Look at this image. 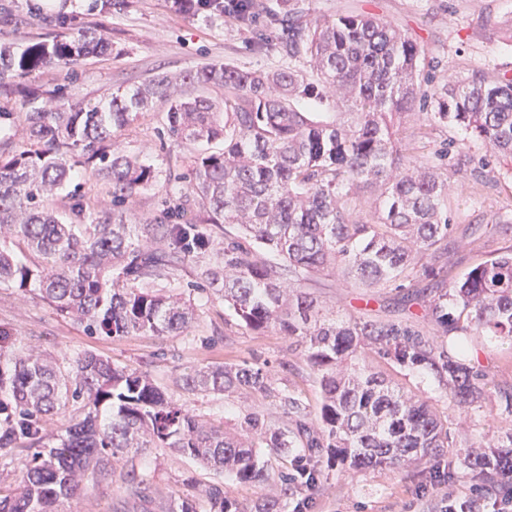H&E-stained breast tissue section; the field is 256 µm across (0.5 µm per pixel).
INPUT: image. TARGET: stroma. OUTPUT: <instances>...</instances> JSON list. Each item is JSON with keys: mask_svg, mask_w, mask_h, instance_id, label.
<instances>
[{"mask_svg": "<svg viewBox=\"0 0 512 512\" xmlns=\"http://www.w3.org/2000/svg\"><path fill=\"white\" fill-rule=\"evenodd\" d=\"M313 18H333L353 9L391 22L423 46L439 63L440 72L469 75L512 70V0H306ZM24 25H14V17ZM105 26L115 52L75 65V86L85 100L111 98L113 92L138 84L155 73L179 74L214 63H232L256 71L274 69L277 53L260 54L252 41L255 29H269L270 19L259 15L255 27H241L224 18L189 16L171 8L168 0H128L118 11H101L98 0H0V44L22 45L57 35ZM164 105L146 114L121 135L127 148L141 152L160 169L177 167L186 148L171 146L160 134ZM431 150L449 147L462 154L464 165L448 170V217L453 226L450 248L443 257L454 275L512 247V238L492 232H472L475 224H512V173L483 144L465 131L434 127ZM327 311L343 319L361 318L412 323L434 335L428 301L403 307L396 304L394 286L365 288L342 274L330 272L310 277L301 285ZM0 326L30 345L50 351L61 366H69L77 353L93 351L122 366L149 373L170 399L201 420H232L235 410L250 408L269 421L279 419L275 407L243 392L228 396H190L180 388L188 367L243 360L264 367L274 382L301 393L311 414L322 401L318 379L307 365L303 346L296 338L274 331L257 334L228 319L224 302L211 297L188 336H127L100 339L85 335L74 321L59 316L39 297L15 288H0ZM469 363L484 379L483 398L461 405L451 391L431 375L407 374L380 359L373 350L364 353L373 371L393 384L426 399L448 419V448L439 457H425L395 467L361 471L330 465L326 453L313 460L322 476L315 488L299 489L295 502L306 512H439L442 494L470 495L476 485L465 479L470 451L498 443L512 432V413L505 412L498 391L512 385V345L484 336L471 337ZM270 473L260 483L225 479L224 493L237 512H256L258 504L279 495L277 473L285 462L273 453L264 457ZM150 475L151 501L131 494L126 482L130 469ZM212 477L192 466L173 449L155 448L119 460L112 471L85 478L80 497L65 501L64 512H168L171 503L201 502Z\"/></svg>", "mask_w": 512, "mask_h": 512, "instance_id": "35a3bbf8", "label": "stroma"}]
</instances>
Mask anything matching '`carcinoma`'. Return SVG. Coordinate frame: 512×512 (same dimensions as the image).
Listing matches in <instances>:
<instances>
[{
	"label": "carcinoma",
	"instance_id": "carcinoma-1",
	"mask_svg": "<svg viewBox=\"0 0 512 512\" xmlns=\"http://www.w3.org/2000/svg\"><path fill=\"white\" fill-rule=\"evenodd\" d=\"M174 2L245 27L259 7L256 0ZM281 2L272 19L277 42L265 33L254 41L258 53H279V67L157 73L107 103L79 100L66 110L57 102L74 84L39 92L18 80L110 53L103 32L0 45V93L19 95L25 116L20 138L0 140V287L39 295L87 336L187 335L204 309L183 289L190 270L238 326L302 339L323 395L319 415L262 367L192 366L182 375L186 392L247 391L271 399L283 417L276 425L247 411L232 430L207 425L142 371L93 352L65 369L0 329V450L19 443L30 450L19 490L0 495V512H57L83 493L88 470L104 473L146 448H173L218 476L204 505L172 512H234L221 478L263 480L264 448L284 456L324 448L333 464L352 468L437 457L448 447V420L361 364L362 350L403 370H426L451 385L458 403L472 404L483 393L482 375L449 357L443 339L475 333L512 343V248L460 278L436 265L452 232L448 151L426 154L425 128L398 138L403 120L429 105V125L458 126L512 164V75L478 70L436 83L434 59L391 23L355 12L307 20L299 0ZM207 86L224 89V107L186 92ZM335 95L351 104L349 119L318 118L313 109ZM158 102L166 104L173 144H224L186 158L187 187L181 175L116 141ZM81 170L104 183L110 206L75 199L64 215L49 207ZM159 185L154 215L130 223V205ZM367 185L379 195L362 217L357 200ZM224 224L233 231L214 235ZM425 256L433 263L424 267L423 289L400 302L432 298L434 338L407 323L329 317L295 290L338 267L368 288L385 286ZM64 414V433L49 448L43 422ZM506 441L470 454V479L512 481V435ZM291 467L281 476L283 496L319 482L302 455ZM126 478L148 500L147 475L133 469Z\"/></svg>",
	"mask_w": 512,
	"mask_h": 512
}]
</instances>
